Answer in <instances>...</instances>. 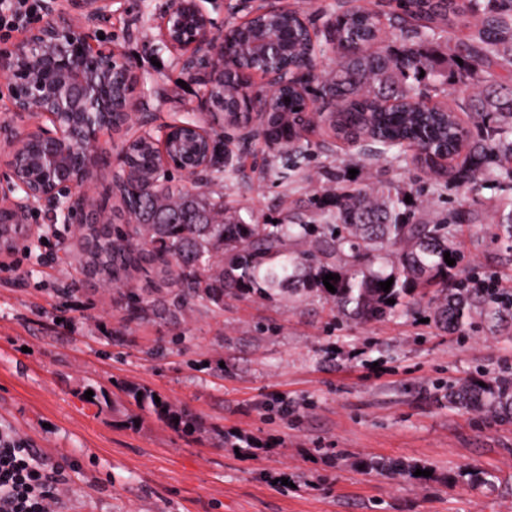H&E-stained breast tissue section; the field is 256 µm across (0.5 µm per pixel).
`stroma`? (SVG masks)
<instances>
[{
	"mask_svg": "<svg viewBox=\"0 0 512 512\" xmlns=\"http://www.w3.org/2000/svg\"><path fill=\"white\" fill-rule=\"evenodd\" d=\"M165 3L127 0L105 35L129 58L135 94L159 127L192 117L200 92L157 38ZM209 123L239 158L238 178L202 187L227 209L275 217L353 169L362 183L423 190L433 211L474 210V223L451 227L462 265L512 290L494 218L512 180L439 182L408 160H369L319 124L284 183L268 168L277 150L260 140L243 148L223 118ZM136 131L131 121L99 136L90 195L106 202L104 219L122 207L112 167ZM85 232L40 211L16 246L0 248V430L69 465L64 512H512V422L445 399L450 385L512 376V321L449 334L422 304L359 323L292 292L176 309L174 289L144 276L107 286L90 275ZM132 385L189 410L195 431L138 408ZM240 435L255 446L239 455ZM366 456L415 461L433 476L368 474L358 465ZM464 466L488 471L493 485L451 483Z\"/></svg>",
	"mask_w": 512,
	"mask_h": 512,
	"instance_id": "1",
	"label": "stroma"
}]
</instances>
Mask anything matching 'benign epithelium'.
Wrapping results in <instances>:
<instances>
[{
  "label": "benign epithelium",
  "instance_id": "7a95c632",
  "mask_svg": "<svg viewBox=\"0 0 512 512\" xmlns=\"http://www.w3.org/2000/svg\"><path fill=\"white\" fill-rule=\"evenodd\" d=\"M47 21L0 53V74L8 82L12 116L16 124L0 142L7 154V181L0 189V211L23 223L26 216L45 208L52 216L70 220L77 213H93L87 187L99 164L96 153L83 154L80 147L98 148L100 131L112 127V113H140V131L134 141L151 145L156 166L148 185L164 182L174 170L184 173L186 188L192 189L197 173L218 167L231 159L215 149L210 127L191 126L197 157L186 164L176 155L175 133L181 123L169 124L156 132L152 118L141 112L133 94V71L119 50L100 43L99 35L112 19L126 12V0H45ZM247 10V18L235 25L241 30L255 20L288 14L279 0H237L231 10ZM160 39L177 54V60L191 80L203 86L194 112L216 111L214 87L224 83V72L234 65L204 0H168L160 25ZM288 47L276 37L267 39L258 50L265 64L253 74L267 86L266 98L288 86L293 75L282 59ZM239 123L245 137L257 138L254 120L264 111L255 105L251 78L243 80L234 93ZM316 102L306 99V111L286 116L288 126L302 138L311 125ZM137 180L131 175L125 156L112 167V192L124 200L131 216L144 203L141 193L132 190Z\"/></svg>",
  "mask_w": 512,
  "mask_h": 512
}]
</instances>
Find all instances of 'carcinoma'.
I'll use <instances>...</instances> for the list:
<instances>
[{
	"label": "carcinoma",
	"mask_w": 512,
	"mask_h": 512,
	"mask_svg": "<svg viewBox=\"0 0 512 512\" xmlns=\"http://www.w3.org/2000/svg\"><path fill=\"white\" fill-rule=\"evenodd\" d=\"M394 12L398 46L381 37L377 13L345 2L336 4L324 44L298 41L288 63L300 80L288 88L290 101L278 97L263 113L264 139L291 140L294 164L308 157L309 141L293 137L283 117L301 106L297 86L305 83L336 103L328 117L336 136H361L360 150L373 160L387 154L402 160L412 150L413 160L437 180L512 176V85L492 71L496 66L512 74V0H395ZM444 33L450 37L441 60L434 41ZM329 49L338 54L336 68L320 77L315 61ZM450 80L467 94L461 109L488 121L485 139L467 141L454 110L420 102L448 95ZM129 163L140 172L149 168V148H132ZM143 193L152 196L153 213L175 215L177 222L149 224L142 216L137 224L112 228L89 224L87 267L108 284L135 271L176 285L175 308L189 298L219 306L226 295L270 300L288 290L325 298L342 318L377 322L416 306L417 291L434 287L429 309L436 326L448 333L464 332L477 317L490 327L512 318V297L497 288H472L473 277H459L460 250L448 239V225L474 220L464 206L425 219L418 215L417 199L406 202L407 192L391 182L338 183L313 195L303 210L260 224L253 216L246 221L226 215L224 202L189 193L171 180ZM496 214L497 239L512 250V197L500 201ZM299 240L305 249L293 247ZM446 252L456 259L454 265L445 262ZM329 273L340 276L331 281L334 293L323 284ZM390 278V290H381L379 283ZM129 394L178 430L194 426L190 414L170 408L164 399L155 402L156 393L147 387H132ZM448 404L511 421L512 377L483 387L474 381L452 386ZM419 468L417 463L362 462L368 474L408 479ZM454 480L489 484L492 475L465 467Z\"/></svg>",
	"instance_id": "1"
}]
</instances>
